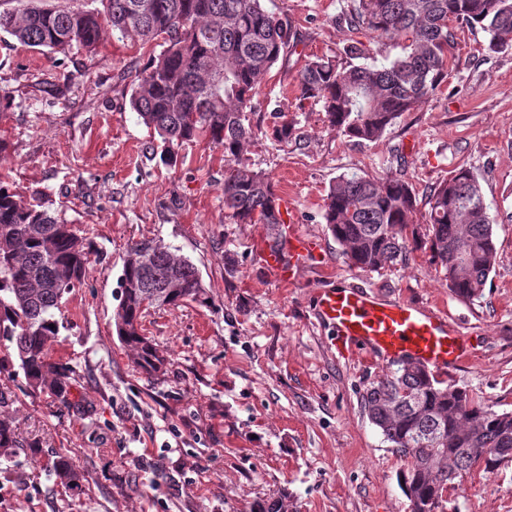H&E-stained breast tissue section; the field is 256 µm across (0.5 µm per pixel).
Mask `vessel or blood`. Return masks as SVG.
<instances>
[{"mask_svg": "<svg viewBox=\"0 0 512 512\" xmlns=\"http://www.w3.org/2000/svg\"><path fill=\"white\" fill-rule=\"evenodd\" d=\"M318 245L298 225L288 231V258L263 251L264 265L284 283L294 282ZM315 313L332 328L338 352L350 356L379 354L409 359L430 370L461 365L468 349L446 314L402 299H384L355 283L319 289Z\"/></svg>", "mask_w": 512, "mask_h": 512, "instance_id": "1", "label": "vessel or blood"}]
</instances>
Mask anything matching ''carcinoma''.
Returning a JSON list of instances; mask_svg holds the SVG:
<instances>
[{"instance_id": "carcinoma-1", "label": "carcinoma", "mask_w": 512, "mask_h": 512, "mask_svg": "<svg viewBox=\"0 0 512 512\" xmlns=\"http://www.w3.org/2000/svg\"><path fill=\"white\" fill-rule=\"evenodd\" d=\"M103 9L45 7L16 0L0 14V31L31 48L66 55L92 52L106 32L131 40L163 37L166 48L131 74L130 105L158 137L168 164L185 144L206 141L224 156V210L233 224H264L267 246L284 250L280 196L271 177L249 163L261 134L288 143L295 122L271 125L254 98L277 64H286L301 37L284 14L264 0H99ZM348 27L385 44L403 41V54L387 64L340 66L318 57L299 70L301 99L322 104L326 122L355 142L379 140L398 117L414 111L448 82L450 24L490 33L487 50H512V0H353ZM424 223L416 220L415 189L400 175H342L331 184L323 219L351 266L377 271L422 250L441 268L448 289L472 301L482 297L497 262L493 220L478 179L455 169L436 186ZM92 247L59 221L51 203L28 201L0 180V335L15 345L29 387L54 396L66 392L74 369L48 357L57 336L54 310L65 288L82 283ZM115 314L117 336L148 373L166 357L141 333L152 307L208 302L197 268L151 241L129 247ZM363 408L384 441L409 460L399 474L422 512H443L442 495L462 473L512 462V412L474 402L418 364H396L362 395ZM17 448L12 422L0 419V454ZM69 488L79 474L68 458L49 461ZM252 512H288V493L261 501Z\"/></svg>"}]
</instances>
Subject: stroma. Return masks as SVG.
<instances>
[{"mask_svg":"<svg viewBox=\"0 0 512 512\" xmlns=\"http://www.w3.org/2000/svg\"><path fill=\"white\" fill-rule=\"evenodd\" d=\"M274 3L301 42L255 103L295 120L297 134L285 144L259 138L248 156L319 243L288 286L259 257L264 225L225 221L220 151L188 144L172 165L152 153L130 106L129 75L163 41L110 37L96 53L62 59L0 32V95L9 98L0 176L26 197L52 200L93 247L49 347L51 360L76 371L66 398L27 387L0 337V416L14 420L20 442L0 456V512H251L283 491L290 512H410L397 481L407 461L362 406L365 388L391 365L339 354L314 314L316 291L340 282L445 312L469 350L446 382L512 412V50L488 52L487 32L456 26L448 84L379 141L358 144L327 126L321 105L300 103L297 90L306 60L349 65L343 50L353 34L343 15L352 0ZM461 166L477 176L495 220L497 264L481 298L456 297L421 251L378 271L348 264L322 218L337 177L401 175L424 212L431 189ZM144 239L188 258L210 298L144 315L145 336L167 358L153 377L114 325L127 250ZM228 251L237 258L230 273ZM57 455L81 472V490L48 470ZM445 512H512V463L464 474Z\"/></svg>","mask_w":512,"mask_h":512,"instance_id":"35a3bbf8","label":"stroma"}]
</instances>
